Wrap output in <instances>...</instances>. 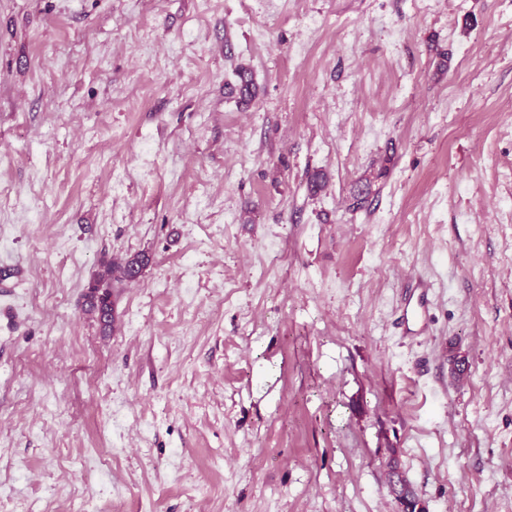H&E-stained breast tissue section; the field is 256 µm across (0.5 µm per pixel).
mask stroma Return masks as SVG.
<instances>
[{
	"mask_svg": "<svg viewBox=\"0 0 512 512\" xmlns=\"http://www.w3.org/2000/svg\"><path fill=\"white\" fill-rule=\"evenodd\" d=\"M393 469L512 512V0H0V512H402ZM145 254H135L123 259H104L86 286L84 311L95 319L103 331L115 323L112 288H119L137 280L148 265Z\"/></svg>",
	"mask_w": 512,
	"mask_h": 512,
	"instance_id": "35a3bbf8",
	"label": "stroma"
}]
</instances>
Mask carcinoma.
I'll list each match as a JSON object with an SVG mask.
<instances>
[{
	"label": "carcinoma",
	"instance_id": "cac0c4a2",
	"mask_svg": "<svg viewBox=\"0 0 512 512\" xmlns=\"http://www.w3.org/2000/svg\"><path fill=\"white\" fill-rule=\"evenodd\" d=\"M237 77L233 92L238 95L240 102H248L256 95L252 74L249 69L241 67ZM148 263V256L141 253L119 260L112 258L101 261L99 269L87 284L84 311L98 322L102 330L111 329L115 323L112 289L137 280Z\"/></svg>",
	"mask_w": 512,
	"mask_h": 512
}]
</instances>
